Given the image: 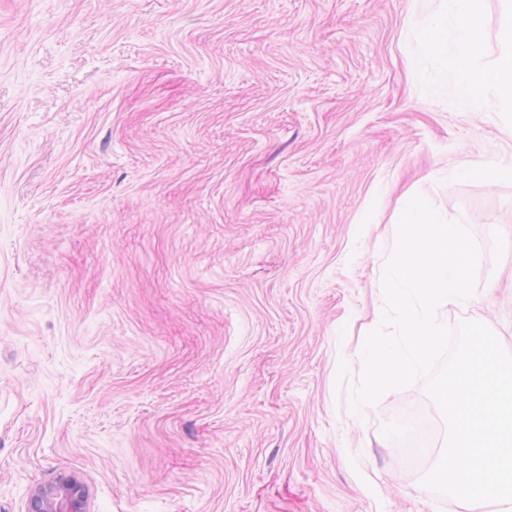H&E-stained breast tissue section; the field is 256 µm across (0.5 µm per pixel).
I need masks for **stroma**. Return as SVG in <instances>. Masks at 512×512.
I'll use <instances>...</instances> for the list:
<instances>
[{
	"mask_svg": "<svg viewBox=\"0 0 512 512\" xmlns=\"http://www.w3.org/2000/svg\"><path fill=\"white\" fill-rule=\"evenodd\" d=\"M424 7L0 0V512H457L388 445L423 383L348 408L415 194L497 231L438 316L512 352V113L429 93ZM25 511L88 512L86 487L73 475L57 476L31 490Z\"/></svg>",
	"mask_w": 512,
	"mask_h": 512,
	"instance_id": "35a3bbf8",
	"label": "stroma"
}]
</instances>
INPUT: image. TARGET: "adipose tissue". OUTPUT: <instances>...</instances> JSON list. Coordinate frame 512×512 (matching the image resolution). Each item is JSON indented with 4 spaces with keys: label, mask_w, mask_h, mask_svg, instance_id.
I'll return each instance as SVG.
<instances>
[{
    "label": "adipose tissue",
    "mask_w": 512,
    "mask_h": 512,
    "mask_svg": "<svg viewBox=\"0 0 512 512\" xmlns=\"http://www.w3.org/2000/svg\"><path fill=\"white\" fill-rule=\"evenodd\" d=\"M434 8L408 33L422 42L428 60L419 76L437 97L453 99L461 109L495 94L500 111L512 112V30L493 62H485V18L481 0H434Z\"/></svg>",
    "instance_id": "adipose-tissue-1"
}]
</instances>
